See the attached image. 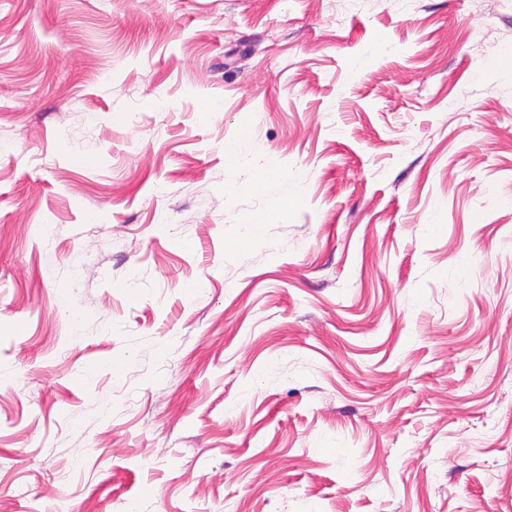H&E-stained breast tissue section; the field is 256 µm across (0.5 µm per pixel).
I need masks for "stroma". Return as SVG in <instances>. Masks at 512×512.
<instances>
[{
	"label": "stroma",
	"mask_w": 512,
	"mask_h": 512,
	"mask_svg": "<svg viewBox=\"0 0 512 512\" xmlns=\"http://www.w3.org/2000/svg\"><path fill=\"white\" fill-rule=\"evenodd\" d=\"M0 512H512V0H0Z\"/></svg>",
	"instance_id": "obj_1"
}]
</instances>
